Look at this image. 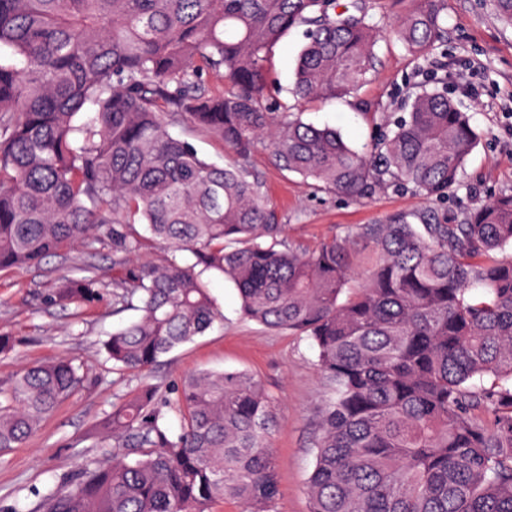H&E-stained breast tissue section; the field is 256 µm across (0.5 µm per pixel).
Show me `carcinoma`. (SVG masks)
Returning a JSON list of instances; mask_svg holds the SVG:
<instances>
[{"label":"carcinoma","mask_w":512,"mask_h":512,"mask_svg":"<svg viewBox=\"0 0 512 512\" xmlns=\"http://www.w3.org/2000/svg\"><path fill=\"white\" fill-rule=\"evenodd\" d=\"M442 2L407 0L392 23L412 56L446 41ZM492 2L512 25V0ZM301 27L299 101L372 80L382 31L358 0H0V272L105 237L112 283L81 268L52 300L92 308L110 286L112 311L138 312L103 343L112 369L140 383L97 420L101 454L27 512H207L224 499L270 512L277 424L262 380L183 376L177 433L171 401L147 381L218 318L213 277L233 283L246 319L317 350L330 397L309 512H512V191L457 224L396 212L312 250L288 241L249 169L257 145L280 171L352 201L398 183L431 204L481 139L436 89L408 97L371 155L283 110L269 56ZM180 118L224 143V166L170 136ZM359 241L376 251L362 271ZM153 243L171 258H139ZM87 382L72 358L1 382L0 450L29 441Z\"/></svg>","instance_id":"obj_1"}]
</instances>
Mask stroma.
Listing matches in <instances>:
<instances>
[{
  "mask_svg": "<svg viewBox=\"0 0 512 512\" xmlns=\"http://www.w3.org/2000/svg\"><path fill=\"white\" fill-rule=\"evenodd\" d=\"M445 46L425 59L413 58L392 39L377 47L373 80L356 95L301 103L292 93L295 58L305 42L291 31L272 51L269 67L281 89L279 99L304 121L338 129L353 147L367 151L385 134L380 112L397 117L412 87L445 92L468 112L482 139L468 158L459 185L435 205L439 218L455 220L491 196L512 190V27L496 18L490 0H445ZM251 170L264 184L268 203L286 226L289 239L307 248L344 236L386 215L425 210L422 198L404 186H390L362 201L315 191L299 176L280 172L268 146L257 148ZM91 265L110 273L112 251L79 248L48 258L40 267L0 275V332L20 341L19 353L0 360V382L34 361L60 356L78 359L90 381L62 403L25 445L0 452V506L26 508L36 492L46 491L55 475L77 469L92 455L96 418L134 389L132 375L113 371L101 343L131 312L113 313L111 299L96 308L47 302L58 280ZM211 295L222 315L205 335L160 358L152 381L162 390L201 369H246L259 375L273 400L279 427L272 437L278 494L271 512H308L307 478L319 411L329 396L316 367V352L299 334L274 331L242 318L233 286L214 279Z\"/></svg>",
  "mask_w": 512,
  "mask_h": 512,
  "instance_id": "stroma-1",
  "label": "stroma"
}]
</instances>
